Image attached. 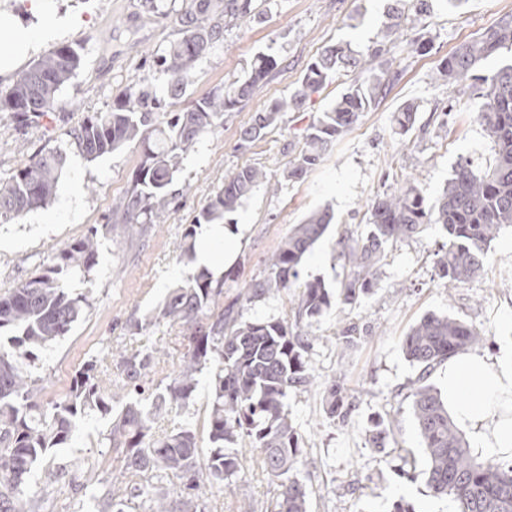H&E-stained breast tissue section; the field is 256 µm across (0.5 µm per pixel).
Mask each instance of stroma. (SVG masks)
I'll return each mask as SVG.
<instances>
[{
	"label": "stroma",
	"instance_id": "35a3bbf8",
	"mask_svg": "<svg viewBox=\"0 0 512 512\" xmlns=\"http://www.w3.org/2000/svg\"><path fill=\"white\" fill-rule=\"evenodd\" d=\"M388 5L389 0H274L261 21L226 31L223 44L199 63L185 95L170 104V111L243 78L257 54L273 53L279 66L259 94L226 113L223 124L184 154L173 184L180 193L177 206L161 212L145 235L131 242L123 225L112 223V206L129 190L143 158L142 146L133 143L91 160L69 132L88 114L110 111L114 99L134 82L163 92L166 78L155 69L153 57L179 38L185 4L157 0L151 10L143 0H53L47 23L54 26V34L38 41L16 67L24 69L66 43L78 50L82 64L61 90L55 112L24 129L0 116V180L40 152H61L63 174L47 206L0 224V293L38 273L92 227L98 230L99 256L88 275L67 282L73 294L86 298L84 315L65 336L41 350L30 368L33 376L46 380L42 402L64 398L75 370L105 345L116 352L157 345L168 354L167 369H177L185 351L181 328L160 324L131 336L124 324L151 314L170 288L196 273L192 259L179 248L183 232L194 211L239 167H262L278 189L257 188L231 216L232 221H246L247 228L238 260L224 276L228 302L245 284L263 276L268 257L311 212L328 211L332 221L304 257L302 276L319 277L333 286L344 276L337 241L363 231L368 204L409 180L427 196H436L464 160L474 170L486 169L493 160V144L470 104L478 80L437 85L430 76L459 44L512 15V0H463L455 9L436 5L425 29L432 41L429 53L417 52L404 40L388 43L386 58L398 79L305 180L285 179L288 162L301 148L309 124L335 102L351 76L333 79L305 110L284 113L274 130L241 148L240 131L253 114L287 95L323 46L344 40L363 53L380 41ZM357 14L361 23L351 24ZM407 102L416 104L417 122L403 134L393 115ZM446 241L436 225L388 247L376 286L359 304L332 308L309 326L314 342L308 355L316 381L308 391L289 393L287 405L310 461L299 474L310 491V512H391L400 499L416 512H454L453 502L430 495L424 480L408 482L394 473L401 449H421L406 396L417 369L405 358L402 341L423 316L448 315L485 332L486 341L474 346V353L493 362L512 354V228L489 247L483 274L452 290L443 285L436 265ZM350 324L357 326L358 337L348 345L340 336ZM335 378L343 379L357 404L343 425L331 421L322 407L324 388ZM209 402L210 377L204 373L189 407L159 421V429L201 428ZM382 419L392 422L393 429L382 447L375 448L364 429ZM107 428L100 416L82 418L66 459L83 470L97 468L100 477L120 488V463L97 464V439ZM256 457L255 450L246 452L244 471L233 490L213 489L216 512H265L277 486L257 469Z\"/></svg>",
	"mask_w": 512,
	"mask_h": 512
}]
</instances>
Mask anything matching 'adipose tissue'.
I'll list each match as a JSON object with an SVG mask.
<instances>
[{"mask_svg": "<svg viewBox=\"0 0 512 512\" xmlns=\"http://www.w3.org/2000/svg\"><path fill=\"white\" fill-rule=\"evenodd\" d=\"M240 224H212L197 246L198 260L221 278L235 265L243 239ZM444 397L453 419L471 428L480 447L501 459L512 460V416L501 415L512 407V363H489L483 356L465 353L447 363Z\"/></svg>", "mask_w": 512, "mask_h": 512, "instance_id": "obj_1", "label": "adipose tissue"}]
</instances>
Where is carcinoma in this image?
Returning a JSON list of instances; mask_svg holds the SVG:
<instances>
[{
    "label": "carcinoma",
    "instance_id": "obj_1",
    "mask_svg": "<svg viewBox=\"0 0 512 512\" xmlns=\"http://www.w3.org/2000/svg\"><path fill=\"white\" fill-rule=\"evenodd\" d=\"M182 36L154 59L167 77L173 99L184 95L198 62L224 42L233 23L262 19L271 0H185ZM436 0H391L390 23L383 41L357 54L350 44L327 45L308 65L292 91L255 113L240 131V147L262 139L285 112L303 109L331 78L354 72L358 79L312 123L303 146L289 161L284 177L300 181L323 160L329 146L342 137L360 114L386 94L394 77L373 62L385 43L424 25ZM512 54V16L501 18L476 38L460 44L442 59L431 75L435 83H462L476 78L485 60ZM81 66L70 44L55 47L20 72L0 90V114L20 126L54 111L59 93ZM278 67L271 54H259L241 81L209 91L179 112H167L150 87L137 81L112 103L109 112H95L71 131L76 146L94 160L137 141L143 160L132 187L112 208L116 224L153 223V217L176 199L171 190L182 156L224 121V113L254 97ZM484 87L473 109L495 147L493 164L475 172L459 163L442 192L433 200L409 181L394 193L375 199L367 208L364 233L338 241L347 273L336 287L316 278L301 281L305 255L328 229L327 211L311 214L295 225L267 263L264 278L252 281L234 301L224 304V279L201 269L171 289L156 314L130 319L125 330L140 335L161 322L189 333L188 350L179 369L158 368L157 350L138 349L111 358L101 350L77 370L66 396L46 406L37 401L42 390L29 366L37 352L66 335L84 313L86 298L73 295L66 276L82 275L97 262V232L62 250L54 264L0 295V512H36L37 500L25 497L29 479L39 475L40 500L63 479L72 487L68 512H214L207 486L232 489L242 470L244 444L259 450L256 464L277 482L267 512H309V491L299 479L308 460L302 437L288 416L291 391H305L314 382L308 351L311 338L303 327L332 306H353L376 285L385 249L440 225L448 242L437 266L444 286L452 289L477 278L489 245L512 228V61L482 79ZM417 107L405 103L394 114L402 133L416 123ZM63 158L56 152L36 155L14 175L0 182V223L15 220L48 203L57 193ZM265 171L245 165L224 181V187L193 217L181 252L195 253L197 229L222 224L260 185ZM299 289L293 320L247 319L243 307L273 291ZM7 340H1L4 333ZM486 340L474 325L445 315H427L402 342L406 358L419 369L411 382V410L423 448L421 464L404 456L401 477L422 475L433 495L451 498L455 512H512V462L491 453H476L448 405L428 383L436 366ZM208 371L213 392L208 415V446L196 432L178 427L153 432L156 417L189 406L199 376ZM324 412L344 424L355 405L342 380L325 389ZM111 417L101 438L100 455L115 454L127 478L125 492L112 494V484L91 475L70 472L71 465L49 457L52 448H69L82 417ZM179 481L171 489L168 480Z\"/></svg>",
    "mask_w": 512,
    "mask_h": 512
}]
</instances>
